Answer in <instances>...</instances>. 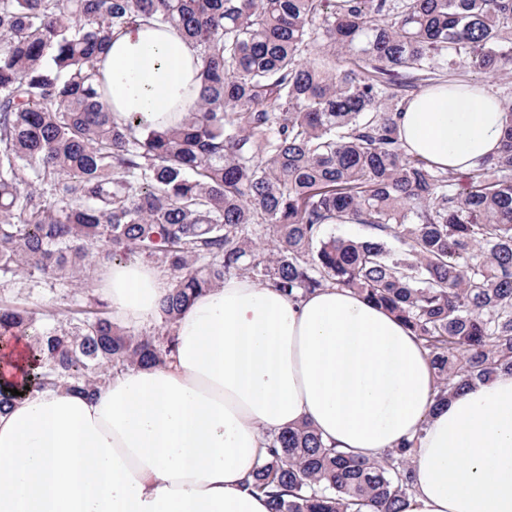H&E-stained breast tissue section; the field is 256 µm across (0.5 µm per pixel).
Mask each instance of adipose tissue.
I'll return each instance as SVG.
<instances>
[{"label":"adipose tissue","instance_id":"adipose-tissue-1","mask_svg":"<svg viewBox=\"0 0 512 512\" xmlns=\"http://www.w3.org/2000/svg\"><path fill=\"white\" fill-rule=\"evenodd\" d=\"M200 60L172 27L119 29L104 63L115 121L175 125L194 109ZM490 89L452 82L398 118L408 152L466 172L500 148ZM114 320L146 326L169 284L139 262L105 264ZM161 365L113 376L94 395L25 393L0 412V512H268L247 491L267 436L309 422L369 459L417 439L404 512H512V376L432 410L428 353L403 323L345 288L289 300L246 277L198 294Z\"/></svg>","mask_w":512,"mask_h":512}]
</instances>
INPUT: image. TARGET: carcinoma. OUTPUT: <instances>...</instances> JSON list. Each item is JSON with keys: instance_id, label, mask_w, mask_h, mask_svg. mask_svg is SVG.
<instances>
[{"instance_id": "1", "label": "carcinoma", "mask_w": 512, "mask_h": 512, "mask_svg": "<svg viewBox=\"0 0 512 512\" xmlns=\"http://www.w3.org/2000/svg\"><path fill=\"white\" fill-rule=\"evenodd\" d=\"M139 18L199 52L176 126L118 124L106 105L112 32ZM510 64L512 0H0V288L89 299L64 321L0 300V337L29 339L30 388L91 394L163 363L194 296L244 275L289 299L348 288L399 317L436 408L512 375V105L463 190L397 127L436 70ZM344 223L369 234L325 236ZM135 259L170 273L156 332L94 294L98 264ZM414 447L361 458L300 422L249 488L270 512H401Z\"/></svg>"}]
</instances>
